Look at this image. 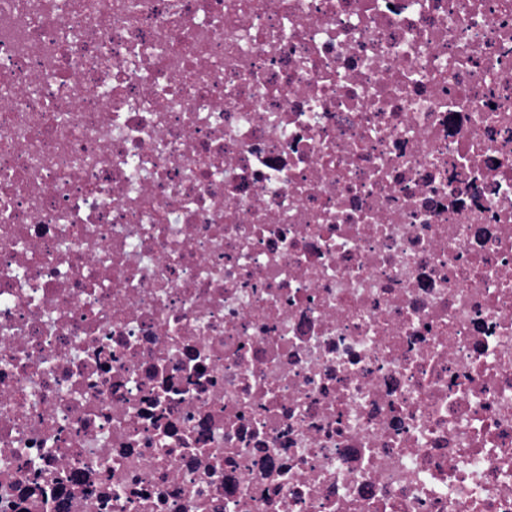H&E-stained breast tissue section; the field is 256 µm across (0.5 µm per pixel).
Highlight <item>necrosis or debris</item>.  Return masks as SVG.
<instances>
[{
    "label": "necrosis or debris",
    "mask_w": 512,
    "mask_h": 512,
    "mask_svg": "<svg viewBox=\"0 0 512 512\" xmlns=\"http://www.w3.org/2000/svg\"><path fill=\"white\" fill-rule=\"evenodd\" d=\"M0 512H512V0H0Z\"/></svg>",
    "instance_id": "obj_1"
}]
</instances>
